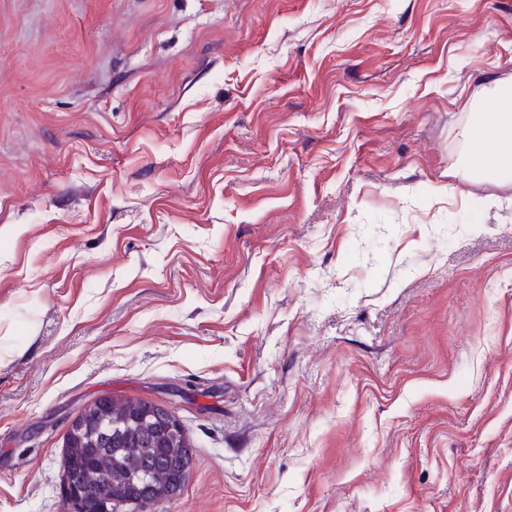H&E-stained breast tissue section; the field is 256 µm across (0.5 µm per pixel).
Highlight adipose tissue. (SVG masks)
<instances>
[{"label": "adipose tissue", "instance_id": "ef3b65f1", "mask_svg": "<svg viewBox=\"0 0 512 512\" xmlns=\"http://www.w3.org/2000/svg\"><path fill=\"white\" fill-rule=\"evenodd\" d=\"M468 152L458 161L466 176L498 185L512 184V106L500 104L491 119L473 124Z\"/></svg>", "mask_w": 512, "mask_h": 512}]
</instances>
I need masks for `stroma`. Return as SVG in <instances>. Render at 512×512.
Returning <instances> with one entry per match:
<instances>
[{"label": "stroma", "instance_id": "35a3bbf8", "mask_svg": "<svg viewBox=\"0 0 512 512\" xmlns=\"http://www.w3.org/2000/svg\"><path fill=\"white\" fill-rule=\"evenodd\" d=\"M512 0H0V512L101 396L152 512H512ZM512 107L502 103L491 119L473 124L467 133L468 152L459 171L481 181L512 184Z\"/></svg>", "mask_w": 512, "mask_h": 512}]
</instances>
